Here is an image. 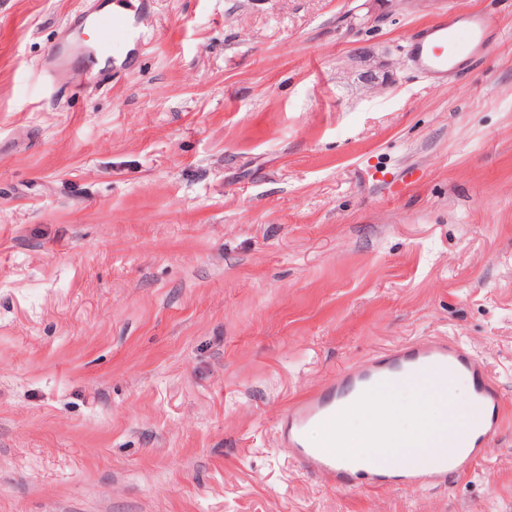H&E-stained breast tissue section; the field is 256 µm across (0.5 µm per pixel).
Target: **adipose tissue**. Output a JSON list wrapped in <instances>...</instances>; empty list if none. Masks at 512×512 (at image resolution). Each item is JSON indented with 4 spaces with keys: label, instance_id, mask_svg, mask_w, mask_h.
Listing matches in <instances>:
<instances>
[{
    "label": "adipose tissue",
    "instance_id": "obj_1",
    "mask_svg": "<svg viewBox=\"0 0 512 512\" xmlns=\"http://www.w3.org/2000/svg\"><path fill=\"white\" fill-rule=\"evenodd\" d=\"M465 391L460 379L394 386L387 392L369 396L354 414L337 416L333 426L321 429L319 441L324 444L330 434H343L349 439L348 453H365L362 437L371 428L377 411L384 409L391 413L392 423L389 434L381 439L379 446L390 449L394 463H407L442 442L444 431L458 416L459 397ZM418 396L430 400L429 410H421L415 404Z\"/></svg>",
    "mask_w": 512,
    "mask_h": 512
}]
</instances>
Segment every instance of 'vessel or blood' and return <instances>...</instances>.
<instances>
[{
	"mask_svg": "<svg viewBox=\"0 0 512 512\" xmlns=\"http://www.w3.org/2000/svg\"><path fill=\"white\" fill-rule=\"evenodd\" d=\"M135 16V10L130 8L100 9L80 13L71 25L78 30L96 31L100 40L95 50L104 54L136 38ZM490 29L488 17L480 13L463 19L444 17L425 34L415 37L414 58L433 76L446 77L462 61L474 57L490 43ZM421 374L457 376L471 387L476 413L458 428V452H447L439 462L428 455L398 468L385 456L347 455L323 449L312 440L313 430L335 422L337 414L359 407L372 390ZM503 427V395L499 386L467 349L452 340L433 338L390 348L346 369L319 391L291 405L279 422L278 433L292 461L304 471L321 474L331 486L349 487L366 475L370 478V488L375 490L417 491L447 481L449 473L470 471Z\"/></svg>",
	"mask_w": 512,
	"mask_h": 512,
	"instance_id": "1",
	"label": "vessel or blood"
}]
</instances>
